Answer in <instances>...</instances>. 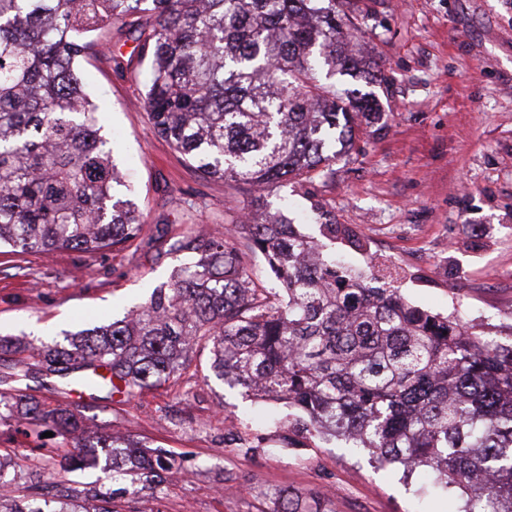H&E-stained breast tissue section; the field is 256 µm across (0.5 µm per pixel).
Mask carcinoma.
I'll use <instances>...</instances> for the list:
<instances>
[{
	"label": "carcinoma",
	"mask_w": 512,
	"mask_h": 512,
	"mask_svg": "<svg viewBox=\"0 0 512 512\" xmlns=\"http://www.w3.org/2000/svg\"><path fill=\"white\" fill-rule=\"evenodd\" d=\"M357 0H0V250H124L143 217L101 134L78 63L115 23L138 33L149 59L144 107L154 130L204 177L245 192L249 211L214 236L169 240L180 257L170 283L108 325L68 344L33 348L24 373L78 378L91 391L129 396L168 381L193 345L211 343V370L231 388L292 413L281 426L301 439H340L406 478L426 469L433 486L461 492L460 512H512V344L410 304L391 285L326 250L359 237L320 207L309 237L267 195L300 177L335 173L336 141L352 144L373 99L336 95L338 73L361 69L345 19ZM261 254L282 299L252 285ZM0 407L31 426L50 422L79 448H99L112 478L152 489L175 462L121 436L85 438L82 417L45 409L20 387ZM49 470L99 464L47 450ZM35 496L8 512H81L70 488L53 506Z\"/></svg>",
	"instance_id": "cac0c4a2"
}]
</instances>
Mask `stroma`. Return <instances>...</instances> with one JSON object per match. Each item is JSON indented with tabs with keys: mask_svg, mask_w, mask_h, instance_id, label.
Wrapping results in <instances>:
<instances>
[{
	"mask_svg": "<svg viewBox=\"0 0 512 512\" xmlns=\"http://www.w3.org/2000/svg\"><path fill=\"white\" fill-rule=\"evenodd\" d=\"M353 42L366 71L384 81L340 76L338 93L373 94L379 115L364 126L335 165L334 175L288 184L268 198L287 207L301 232L317 235L313 205L366 243L336 240L348 265L391 280L412 304L457 315L503 344L512 343V0H359ZM111 49L94 46L81 64L99 107L103 132L127 174L146 222L145 237L120 252L69 250L0 254V375L11 372L19 347L62 340L120 318L168 282L175 256L154 260L156 228L179 236L197 226L214 234L241 216L248 197L219 180L201 178L155 132L143 106L147 61L130 60L133 34L113 25ZM210 349L194 347L190 362L165 384L132 399L31 381L48 408L82 415L89 438L118 434L170 451L180 474L159 490L115 482L111 471L55 470L58 488L111 491L118 512H277L278 493L299 494L303 512H448V499L425 475L368 453L319 439L289 445L274 420L289 410L229 388L210 369ZM73 449L56 435H25L0 423V449L21 467L0 493L25 496L45 465L42 448Z\"/></svg>",
	"mask_w": 512,
	"mask_h": 512,
	"instance_id": "stroma-1",
	"label": "stroma"
}]
</instances>
